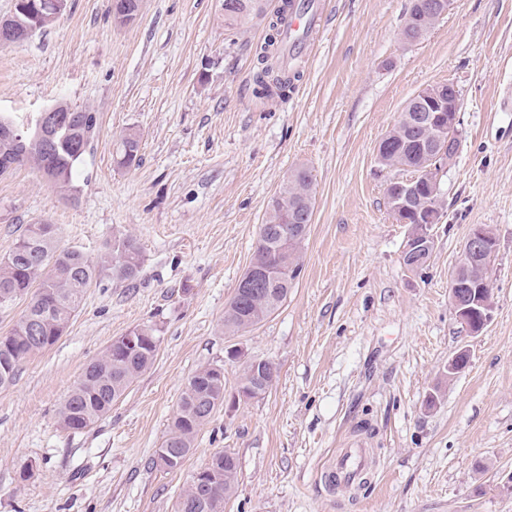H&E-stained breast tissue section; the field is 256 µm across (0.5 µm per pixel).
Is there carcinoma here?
<instances>
[{"instance_id": "obj_1", "label": "carcinoma", "mask_w": 512, "mask_h": 512, "mask_svg": "<svg viewBox=\"0 0 512 512\" xmlns=\"http://www.w3.org/2000/svg\"><path fill=\"white\" fill-rule=\"evenodd\" d=\"M265 15L264 0H224V28L239 30ZM434 25L432 15L423 11L419 0H410L401 30L403 41L417 42ZM278 40L260 46L256 93L285 97L299 72L288 73L282 65ZM418 106L406 105L400 119L387 133L377 155L383 168L420 169L426 159L422 145L434 131L414 122ZM64 122L44 129L41 139L0 141V175L11 165L32 163L60 192L73 194L74 179L90 153L99 132L97 116L91 111L65 112ZM140 137L135 131L120 139V160L129 166L139 159ZM314 208V181L304 167L295 169L283 181L273 199L253 253L252 263L268 271L267 284L254 292L233 295L224 307V330L232 335L257 326L273 315L287 300L301 267L300 244ZM142 272V255L136 240L127 235L113 240L96 261L78 250L60 245L53 225L42 232L26 226L11 252L0 259V307L24 297V315L11 331L0 336V388L13 384L21 366L33 355L53 345L64 335L71 317L88 288L103 276L133 288ZM158 344L151 341L138 348H126L114 340L84 369L69 390L59 411V424L68 431L91 427L112 409L134 381L154 362ZM224 404V374L214 366L195 371L182 390L178 408L157 449L152 464L167 471L182 466L195 439L216 409ZM205 480L195 478L181 492L176 512H224L237 481L236 458L217 453Z\"/></svg>"}]
</instances>
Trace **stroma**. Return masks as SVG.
I'll list each match as a JSON object with an SVG mask.
<instances>
[{"instance_id": "obj_1", "label": "stroma", "mask_w": 512, "mask_h": 512, "mask_svg": "<svg viewBox=\"0 0 512 512\" xmlns=\"http://www.w3.org/2000/svg\"><path fill=\"white\" fill-rule=\"evenodd\" d=\"M322 2L331 21L295 60L284 100L255 95L267 20L225 30L224 0H144L124 26L108 0H68L32 39L0 48V115L30 128L64 100L100 126L73 196L30 165L0 176V257L46 222L93 259L132 235L143 259L135 287L106 277L88 288L60 340L0 389V512H175L220 451L238 463L224 512H512V0H454L413 44L400 37L410 0ZM448 81L460 147L439 175L432 256L410 271V227L386 195L401 174L379 166L377 145L415 93ZM130 130L140 160L123 167ZM301 166L315 182L302 271L275 314L227 334L224 307L259 227ZM475 224L497 238L479 336L449 297ZM143 324L159 330L154 363L90 428L62 429L59 407L86 365ZM463 348L468 365L449 377ZM252 358L272 361L277 380L235 402ZM208 365L224 369L223 406L179 470L152 466L187 378ZM361 427L367 482L327 489L324 469Z\"/></svg>"}]
</instances>
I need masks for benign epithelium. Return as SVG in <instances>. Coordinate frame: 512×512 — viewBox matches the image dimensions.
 <instances>
[{"label": "benign epithelium", "mask_w": 512, "mask_h": 512, "mask_svg": "<svg viewBox=\"0 0 512 512\" xmlns=\"http://www.w3.org/2000/svg\"><path fill=\"white\" fill-rule=\"evenodd\" d=\"M68 0H15L13 14L0 21V44L18 45L30 40L38 31L59 17L67 7ZM122 0H112V13L119 16L125 23L130 24L139 19L143 0H138L137 7L131 11L125 9ZM448 87L452 92L441 95L437 86L432 85L418 91L414 98L422 105V110L416 116L418 123L435 130L436 141L429 144L425 150L428 162L439 159L449 164L455 158L459 147L452 143L457 137L460 125L461 98L455 85ZM429 180L425 172L420 171L399 184L398 196L395 198V208L398 211L412 209L418 197L421 182ZM438 215L428 211L421 221L422 231L418 238L407 239L402 252V260L413 261L417 255L434 247L431 234L432 225L437 223ZM497 241L490 238L486 226H474L467 238L465 252L474 265L483 264L488 256L495 254ZM267 271L257 265L251 266L241 277L237 288L254 289L259 287ZM462 273H457L450 284V301L457 321L470 335L477 336L490 322L493 311V301L486 296L483 284L475 281L460 282Z\"/></svg>", "instance_id": "1"}]
</instances>
